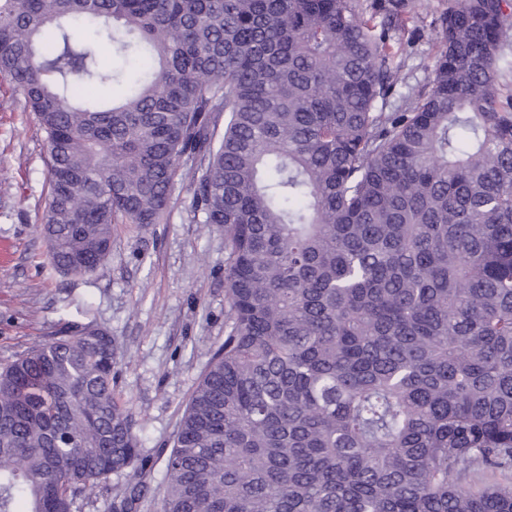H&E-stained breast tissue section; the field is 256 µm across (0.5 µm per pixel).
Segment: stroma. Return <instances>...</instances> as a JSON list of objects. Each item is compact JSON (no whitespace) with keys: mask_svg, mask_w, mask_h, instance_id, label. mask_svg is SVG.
Returning a JSON list of instances; mask_svg holds the SVG:
<instances>
[{"mask_svg":"<svg viewBox=\"0 0 512 512\" xmlns=\"http://www.w3.org/2000/svg\"><path fill=\"white\" fill-rule=\"evenodd\" d=\"M445 0H427L392 38L404 50L397 94L425 85L440 50L435 22ZM177 175L167 223L115 225L96 273L63 276L42 232L49 203L45 133L22 95L0 78V240L16 246L0 265V365L59 319L92 308L117 353L114 392L143 427L148 492L138 512H160L165 460L211 351L224 341V227L192 219Z\"/></svg>","mask_w":512,"mask_h":512,"instance_id":"obj_1","label":"stroma"}]
</instances>
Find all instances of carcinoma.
Here are the masks:
<instances>
[{"mask_svg":"<svg viewBox=\"0 0 512 512\" xmlns=\"http://www.w3.org/2000/svg\"><path fill=\"white\" fill-rule=\"evenodd\" d=\"M422 7L0 0L53 267L94 273L113 225L163 223L183 165L194 221L224 225V343L161 512H512L511 478L474 487L512 471V0H448L429 82L389 111L390 31ZM115 364L87 310L0 367V512H83L145 474ZM139 477L132 474L112 475L106 485L96 488L87 499V507L84 512H109V503L112 500V486L115 484H125L128 481L136 482Z\"/></svg>","mask_w":512,"mask_h":512,"instance_id":"obj_1","label":"carcinoma"}]
</instances>
